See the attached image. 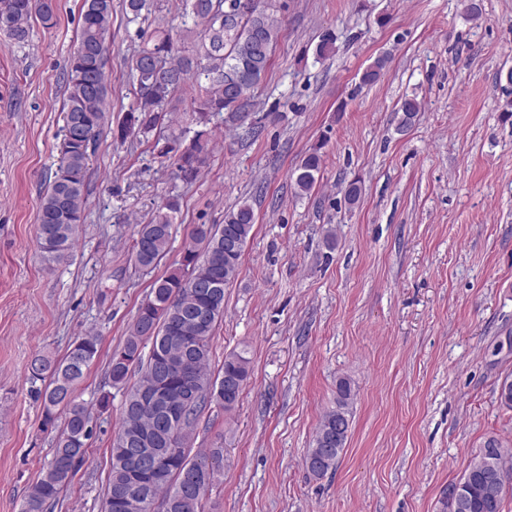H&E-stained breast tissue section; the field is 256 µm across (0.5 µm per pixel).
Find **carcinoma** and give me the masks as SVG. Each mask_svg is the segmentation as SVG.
I'll return each mask as SVG.
<instances>
[{"instance_id": "obj_1", "label": "carcinoma", "mask_w": 512, "mask_h": 512, "mask_svg": "<svg viewBox=\"0 0 512 512\" xmlns=\"http://www.w3.org/2000/svg\"><path fill=\"white\" fill-rule=\"evenodd\" d=\"M181 24L192 20L196 38L191 46L174 37L173 29H159L138 50L133 70L139 93L112 136L124 141L146 136L168 112L175 95L189 101L195 130L183 128L157 138L152 150L174 159L175 179L191 185L211 155L213 120L227 127L243 126L255 109V89L265 80L277 44L282 20L276 0H256L257 6L228 18L225 5L238 0H179ZM158 8L157 0H125L127 22L138 23ZM53 19L51 0H0V32L17 43L26 40L30 21ZM112 0H83L77 46L68 62L64 126L59 163L42 196L37 241L49 260H59L73 249L84 220L86 179L90 160L104 133L108 112V40ZM336 52V39L322 35L315 48L318 60ZM388 58L381 56L362 74V83L378 80ZM420 111L416 98H404L395 115L397 130L410 128ZM323 164L321 147L311 148L291 173L297 194L306 195L318 181ZM180 209V193L172 187L149 219L134 226L130 256L144 271L154 270L168 250ZM256 215L244 202L224 216L222 224H196L190 232L178 267L156 278L149 298L141 304L123 344L112 351L111 385H126L129 374L137 381L125 392L120 428L111 446V468L103 512H203V500L212 490L221 452H192L191 437L201 413L215 403L234 409L250 379L249 360L230 352L219 373L210 368V341L224 319L226 288L238 278L242 256L251 238ZM99 340L86 336L60 360L35 357L32 380H48L44 389L42 426L55 428L54 413L65 408L53 458L24 498L20 512H48L57 503L74 474L87 462L93 436L92 414L76 401L74 391L98 354ZM150 347L149 355L143 354ZM185 364L186 373L167 376L161 398L144 405L140 390L156 389L168 364ZM196 388L197 399L185 409V421L173 430L159 426L163 408L181 404L182 385ZM351 381L336 383L334 405L322 416L303 464L309 475L322 477L337 467L351 431ZM162 449L156 472L143 487L132 490V478L122 462L126 450L147 446ZM509 450L490 437L469 461L462 477L449 485L448 512H503L506 493L512 491Z\"/></svg>"}]
</instances>
